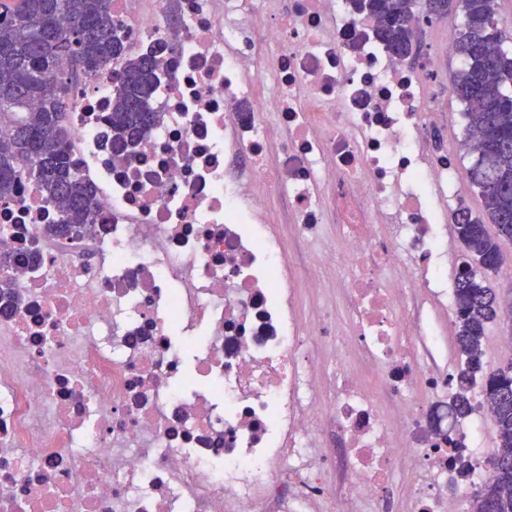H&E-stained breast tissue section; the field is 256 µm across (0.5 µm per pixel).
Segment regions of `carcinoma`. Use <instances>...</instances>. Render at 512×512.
Here are the masks:
<instances>
[{"instance_id": "1", "label": "carcinoma", "mask_w": 512, "mask_h": 512, "mask_svg": "<svg viewBox=\"0 0 512 512\" xmlns=\"http://www.w3.org/2000/svg\"><path fill=\"white\" fill-rule=\"evenodd\" d=\"M0 21V114L13 116L0 136V201L13 197L24 174L47 200L59 203L51 230L80 236L91 224L96 197L73 166L61 130L66 119L64 77L72 68L87 73L108 70L119 58L120 78L112 110V151L131 156L156 121L155 93L160 66L151 56L128 58L124 34L112 20V0H17ZM354 13L376 20L377 40L390 53L422 54V20L409 0H352ZM438 14L461 11L463 22L453 53L465 67L453 77L464 106L463 149L473 156L467 170L483 203L484 218L470 208L456 210L455 231L487 268L484 280L460 268L454 288V324L464 368L456 377L449 412L464 417L473 410L471 391L481 386L482 404L491 410L498 445L494 459L512 460V360L485 369L482 346L488 325L512 310V288L490 284L497 276L503 246L512 243V39L500 27L496 0H436ZM495 227L490 234L486 224ZM468 512H512V470L489 475L470 497Z\"/></svg>"}]
</instances>
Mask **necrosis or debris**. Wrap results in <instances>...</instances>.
<instances>
[{
	"mask_svg": "<svg viewBox=\"0 0 512 512\" xmlns=\"http://www.w3.org/2000/svg\"><path fill=\"white\" fill-rule=\"evenodd\" d=\"M112 16L161 64L160 119L114 155L116 81L69 76L92 229L53 233L24 178L0 204V512H392L403 471L406 512H462L490 413L449 417L452 377L422 355L439 330L408 305L450 291L453 164L421 149L433 58L351 49L372 21L344 0H112Z\"/></svg>",
	"mask_w": 512,
	"mask_h": 512,
	"instance_id": "necrosis-or-debris-1",
	"label": "necrosis or debris"
}]
</instances>
